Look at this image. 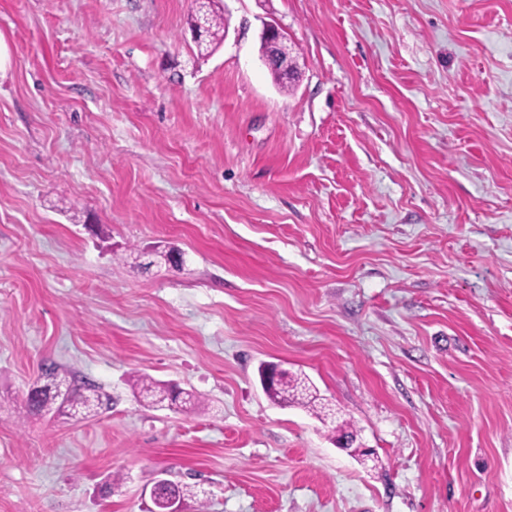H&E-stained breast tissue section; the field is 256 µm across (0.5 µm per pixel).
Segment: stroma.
<instances>
[{"instance_id":"1","label":"stroma","mask_w":512,"mask_h":512,"mask_svg":"<svg viewBox=\"0 0 512 512\" xmlns=\"http://www.w3.org/2000/svg\"><path fill=\"white\" fill-rule=\"evenodd\" d=\"M215 6L211 49L196 0H0V512H148L160 478L207 512H512V0ZM54 364L110 408L21 417ZM261 43L264 47L261 58L268 69L277 71L286 83L294 81L297 73L296 64L291 55V49L277 25L266 24L264 26ZM271 401L283 406H299L321 418L323 404L314 386L303 374L286 371L280 380L266 392ZM137 393L151 406H163L167 402L168 407L186 408L187 405L196 406L197 397L190 392L176 391L166 383L157 381L150 376L141 375L134 382Z\"/></svg>"}]
</instances>
